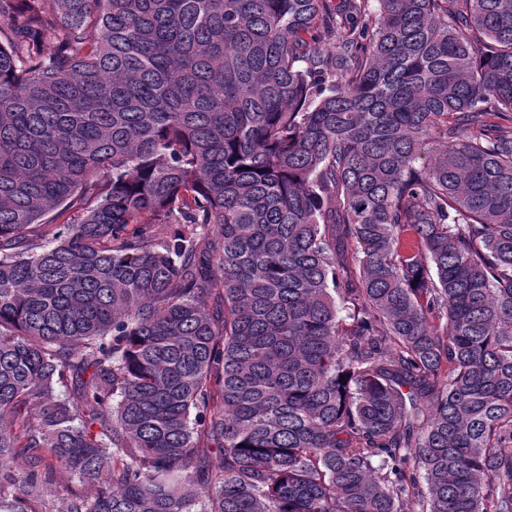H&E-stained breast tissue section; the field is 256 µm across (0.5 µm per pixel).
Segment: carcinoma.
Here are the masks:
<instances>
[{
    "instance_id": "cac0c4a2",
    "label": "carcinoma",
    "mask_w": 512,
    "mask_h": 512,
    "mask_svg": "<svg viewBox=\"0 0 512 512\" xmlns=\"http://www.w3.org/2000/svg\"><path fill=\"white\" fill-rule=\"evenodd\" d=\"M502 121L512 0H0V512H512ZM48 497L47 506L52 512H64L73 495L81 490V484L58 466H53L47 473L42 471Z\"/></svg>"
}]
</instances>
